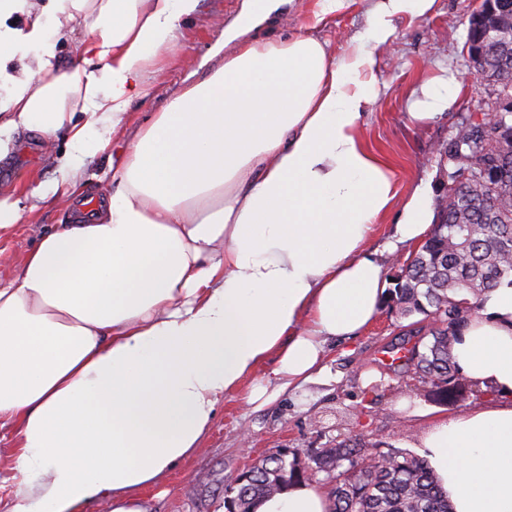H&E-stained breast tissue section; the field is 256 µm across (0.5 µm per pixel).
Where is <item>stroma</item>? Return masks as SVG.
Here are the masks:
<instances>
[{"mask_svg": "<svg viewBox=\"0 0 512 512\" xmlns=\"http://www.w3.org/2000/svg\"><path fill=\"white\" fill-rule=\"evenodd\" d=\"M318 3L292 0L259 28V37L279 42L295 32H306L331 41L339 54L351 38L365 34V0H352L344 11L322 19L317 16ZM480 4L481 0H436L426 16L396 20L395 34L380 55L379 96L365 123L367 145L394 169L400 194H407L415 181L425 178L434 198H441V184L448 177L442 150L461 117L486 112L495 97L493 86L474 73L465 47L470 18ZM241 8L242 0H200L197 15L183 22L177 33V57H159L145 71L129 106L131 127L144 125L180 89L199 82L218 65L212 50ZM446 70L459 83L455 106L434 120L413 121L410 101L425 83ZM18 141L17 151L0 161V188L14 190L22 213L21 221L0 236L1 282L19 274L40 234L69 221L58 203L31 208L28 188L17 184L18 175L50 181L59 173L53 157L41 152L36 133H20ZM126 151V137L117 136L105 152L85 159L81 194L97 196L109 188L112 166L121 163ZM407 326V320L380 310L359 336L327 344L325 370L314 381L259 410L239 394L225 399L203 437L201 451L142 489L151 512H225L228 475L284 446L302 453L330 447L345 434L411 451L439 416H455L482 400V393L475 390L454 405H438L428 401L421 384L390 372L387 349Z\"/></svg>", "mask_w": 512, "mask_h": 512, "instance_id": "1", "label": "stroma"}]
</instances>
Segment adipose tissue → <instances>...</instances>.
I'll return each instance as SVG.
<instances>
[{
	"mask_svg": "<svg viewBox=\"0 0 512 512\" xmlns=\"http://www.w3.org/2000/svg\"><path fill=\"white\" fill-rule=\"evenodd\" d=\"M199 2L0 0V160L20 132L47 151L67 132L60 179L29 196L75 213L0 282V427L16 428L19 475L9 512H83L100 499L108 512H149L139 489L198 449L225 397L276 400L322 373L329 340L371 323L383 253L421 243L433 222L431 191L399 197L362 131L395 19L435 0H369L367 37L339 57L305 33L252 39L285 0H245L224 31L232 52L130 132L114 192L85 216L83 159L128 132L147 64L174 52ZM16 14L23 27L8 26ZM65 30L83 35L67 66ZM13 58L21 76L7 71ZM458 92L452 76L427 82L412 119L443 114ZM391 212L386 252L368 249ZM452 355L492 398L440 417L419 453L453 512H512V287L485 295ZM330 507L308 481L256 512Z\"/></svg>",
	"mask_w": 512,
	"mask_h": 512,
	"instance_id": "ef3b65f1",
	"label": "adipose tissue"
}]
</instances>
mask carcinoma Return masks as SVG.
Returning a JSON list of instances; mask_svg holds the SVG:
<instances>
[{
	"label": "carcinoma",
	"instance_id": "obj_1",
	"mask_svg": "<svg viewBox=\"0 0 512 512\" xmlns=\"http://www.w3.org/2000/svg\"><path fill=\"white\" fill-rule=\"evenodd\" d=\"M483 59L480 78L496 86V96L512 100V0L496 17L468 28ZM448 183L438 223L385 294L388 311L424 316L401 338L398 373L428 387L440 404L465 398L466 382L452 357V344L478 311L482 297L512 287V112L494 122L462 118L443 151ZM326 473L331 512H452L426 460L381 449L357 437L330 448L276 454L244 468L227 483L225 512H255L264 497Z\"/></svg>",
	"mask_w": 512,
	"mask_h": 512
}]
</instances>
